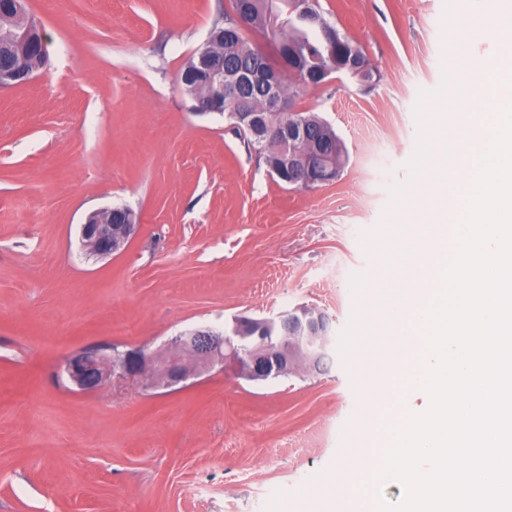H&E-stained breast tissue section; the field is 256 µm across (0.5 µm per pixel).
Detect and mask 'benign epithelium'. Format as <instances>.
<instances>
[{
	"label": "benign epithelium",
	"mask_w": 512,
	"mask_h": 512,
	"mask_svg": "<svg viewBox=\"0 0 512 512\" xmlns=\"http://www.w3.org/2000/svg\"><path fill=\"white\" fill-rule=\"evenodd\" d=\"M313 0H291L288 17L313 32L329 51L344 45L346 34L323 21L314 11ZM40 23L26 19L23 27L12 25L4 37L12 44V60L0 65V88L15 87L17 80L28 74V59L33 47L31 37ZM213 38L198 47L194 54L202 63L206 80L183 78L182 93L191 96L194 109L200 113H227L234 126L250 131L267 144L288 151V184L310 189L334 181L341 167H323L322 132L301 120L285 125L261 124L251 111L249 89L263 84L265 107L272 112L291 111L286 98L277 90V81L258 70L238 69L224 77V57L215 51ZM299 78L313 86L333 81V75L349 74L361 80L369 67L357 48H350L346 58L331 68L289 67ZM227 104L228 108L221 107ZM138 219L127 207H102L90 212L80 226L83 247L93 256L107 258L122 253L132 240ZM336 348L332 319L316 307H299L273 317L236 318L218 330L198 326L179 332L167 344L159 358L141 347L122 350L88 348L66 358L61 376L79 390L93 392L104 387L112 377L148 376L150 384L166 387L186 382L202 368L219 366L251 382H266L285 376L325 374L330 369Z\"/></svg>",
	"instance_id": "7a95c632"
}]
</instances>
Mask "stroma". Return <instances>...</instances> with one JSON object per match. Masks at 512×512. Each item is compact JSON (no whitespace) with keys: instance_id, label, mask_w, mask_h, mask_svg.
<instances>
[{"instance_id":"obj_1","label":"stroma","mask_w":512,"mask_h":512,"mask_svg":"<svg viewBox=\"0 0 512 512\" xmlns=\"http://www.w3.org/2000/svg\"><path fill=\"white\" fill-rule=\"evenodd\" d=\"M228 0H27L46 66L0 90V512H344L326 477L392 441L367 409L366 316L388 333V253L365 251L392 181L409 177L419 95L442 81L444 0H319L374 73L314 87L295 110L346 149L331 183L280 182L227 117L198 114L184 62ZM127 206L126 250H81L86 213ZM308 306L334 320L327 374L264 383L214 370L151 390L60 381L88 347L164 348L178 332Z\"/></svg>"}]
</instances>
